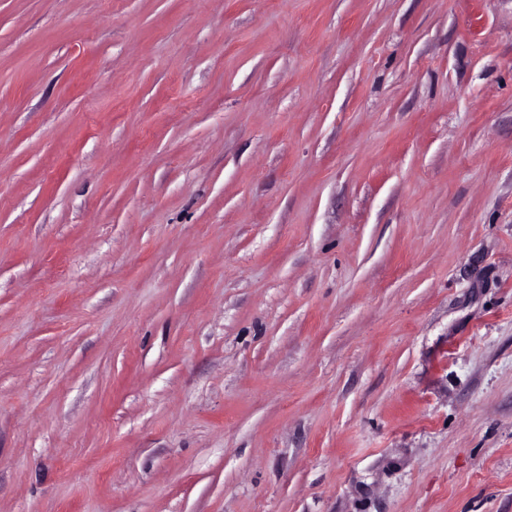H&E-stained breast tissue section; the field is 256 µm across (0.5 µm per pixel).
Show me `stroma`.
<instances>
[{"label":"stroma","instance_id":"35a3bbf8","mask_svg":"<svg viewBox=\"0 0 512 512\" xmlns=\"http://www.w3.org/2000/svg\"><path fill=\"white\" fill-rule=\"evenodd\" d=\"M0 512H512V0H0Z\"/></svg>","mask_w":512,"mask_h":512}]
</instances>
